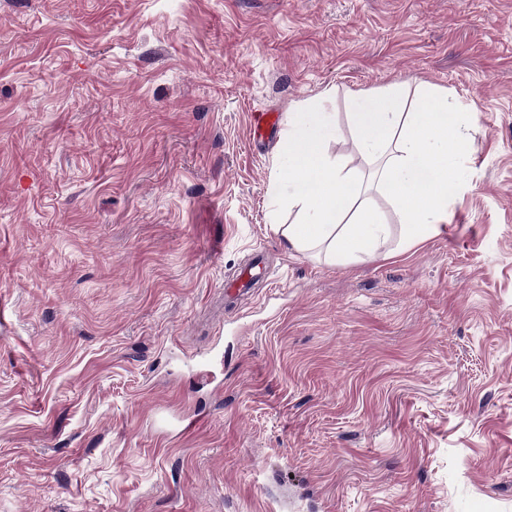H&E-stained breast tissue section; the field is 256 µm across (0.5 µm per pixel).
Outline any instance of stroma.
Instances as JSON below:
<instances>
[{
	"instance_id": "35a3bbf8",
	"label": "stroma",
	"mask_w": 512,
	"mask_h": 512,
	"mask_svg": "<svg viewBox=\"0 0 512 512\" xmlns=\"http://www.w3.org/2000/svg\"><path fill=\"white\" fill-rule=\"evenodd\" d=\"M423 82L447 223L289 252L252 113ZM0 512H512V0H0Z\"/></svg>"
}]
</instances>
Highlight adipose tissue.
<instances>
[{"mask_svg":"<svg viewBox=\"0 0 512 512\" xmlns=\"http://www.w3.org/2000/svg\"><path fill=\"white\" fill-rule=\"evenodd\" d=\"M406 106L396 86L350 94L351 139L346 153L331 154L336 117L311 103L297 104L282 133L284 178L270 186L275 224L289 251L340 266L379 258L391 227L372 203L383 196L414 245L448 221V200L464 185L459 160L471 147L465 122L447 90L419 86Z\"/></svg>","mask_w":512,"mask_h":512,"instance_id":"1","label":"adipose tissue"}]
</instances>
